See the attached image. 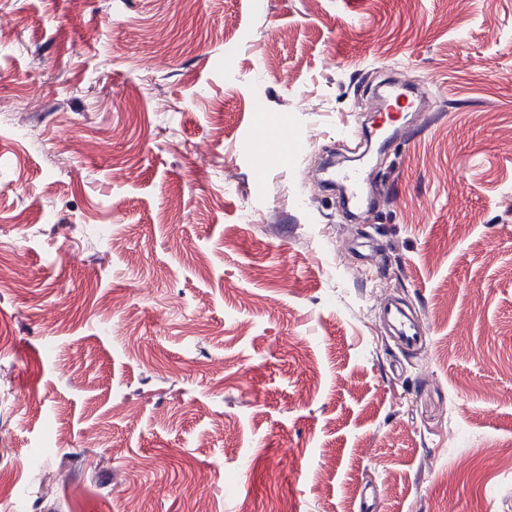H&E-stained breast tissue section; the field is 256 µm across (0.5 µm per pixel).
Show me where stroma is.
Listing matches in <instances>:
<instances>
[{"instance_id":"stroma-1","label":"stroma","mask_w":512,"mask_h":512,"mask_svg":"<svg viewBox=\"0 0 512 512\" xmlns=\"http://www.w3.org/2000/svg\"><path fill=\"white\" fill-rule=\"evenodd\" d=\"M509 440L512 0H0V512H512ZM254 112V130L239 138L236 150L248 160L253 172L261 176L272 158L291 163L299 150L293 140L288 138L277 118L266 113L270 111L258 108ZM383 313L386 319L396 328V336L400 342L407 347H414L421 339H424V332L420 330L395 304H388L384 307Z\"/></svg>"}]
</instances>
